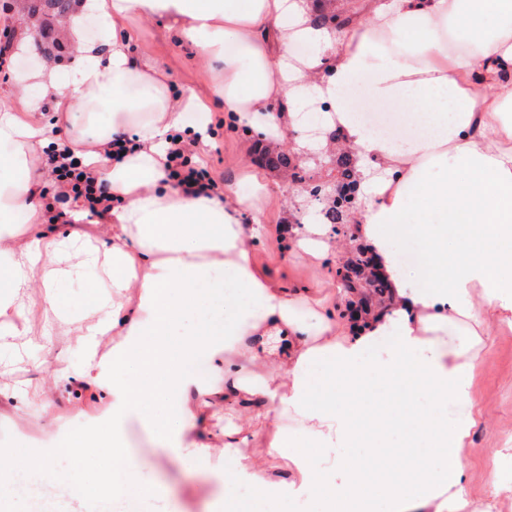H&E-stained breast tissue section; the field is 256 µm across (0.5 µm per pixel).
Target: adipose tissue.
<instances>
[{
  "label": "adipose tissue",
  "mask_w": 512,
  "mask_h": 512,
  "mask_svg": "<svg viewBox=\"0 0 512 512\" xmlns=\"http://www.w3.org/2000/svg\"><path fill=\"white\" fill-rule=\"evenodd\" d=\"M89 15L104 20L93 40ZM130 18L162 22L195 52L208 97L173 95L132 50ZM65 31L71 70L42 68L20 78L21 95L0 94V340L25 335L38 309L61 314L87 352L77 391L102 398L116 432L168 406L165 445L200 463L223 455L224 512L281 501L302 512H493L512 496L501 450L489 452L482 503L462 464L488 324L512 327V0H370L368 22L339 37L313 25L308 0H78ZM378 31L402 44L366 93L407 113L397 140L372 132L347 94L385 55ZM299 41L317 51L295 63ZM308 95L328 103L336 146L354 156L352 221L390 283L384 313L356 328L317 289L280 287L255 266L243 217L258 215L260 196L192 197L169 179L172 135L208 140L214 105L277 135L299 122L291 100ZM48 99L75 157L114 197L104 240L28 232L44 222L37 159L48 138L36 115ZM116 138L135 144L117 161L102 150ZM288 244L312 261L340 250L322 224L295 228ZM408 244L418 266L401 261ZM81 264L101 270L107 295L61 302L57 281ZM200 359L209 377L193 371ZM231 396L264 406L265 457L241 452L251 424L210 429L209 409ZM274 457L287 458L289 480L269 476ZM53 466V455L29 458L6 496L53 502L42 479Z\"/></svg>",
  "instance_id": "1"
}]
</instances>
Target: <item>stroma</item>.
<instances>
[{"instance_id": "stroma-1", "label": "stroma", "mask_w": 512, "mask_h": 512, "mask_svg": "<svg viewBox=\"0 0 512 512\" xmlns=\"http://www.w3.org/2000/svg\"><path fill=\"white\" fill-rule=\"evenodd\" d=\"M15 4L16 0H0V44L9 47L6 55L0 57L1 94L18 93L17 76L49 63L65 69L75 57L73 47L53 49L37 33L23 50H16L20 27ZM127 28L137 54L168 76L176 95L208 93L201 60L179 40L163 36L161 22L133 19L128 21ZM200 151L205 166L221 186H232L242 197L252 196V181L241 176L243 161L254 158L252 136L221 126ZM261 173L266 190L260 221L266 232L254 246L256 264L282 287L316 288L329 299L338 300L335 259L311 263L286 249L288 227L319 222L321 202L303 197L278 170L265 167ZM31 330V335L14 338V351L0 349V371H8L11 387L42 386L45 403L18 414L13 410V399L0 395V428L11 432L8 442L0 445V475L7 479L16 477L21 457L53 442L61 453L57 471L44 475L45 480L52 481L57 475L68 473L69 451L81 439L80 426L99 415L102 407L86 396H67L55 383L57 369H66L73 377L84 364V351L67 326L53 315L41 314L33 320ZM473 390L481 413L462 461L470 496L479 501L485 496L490 470L488 449L512 448V328H492L474 375ZM77 406L83 408V415L74 414ZM164 425L165 416L160 411L155 414L154 426H145L135 418L125 424L123 451L153 463L152 469L142 472V481L165 486L178 512H221L220 491L210 476L188 472L185 464L161 444Z\"/></svg>"}]
</instances>
